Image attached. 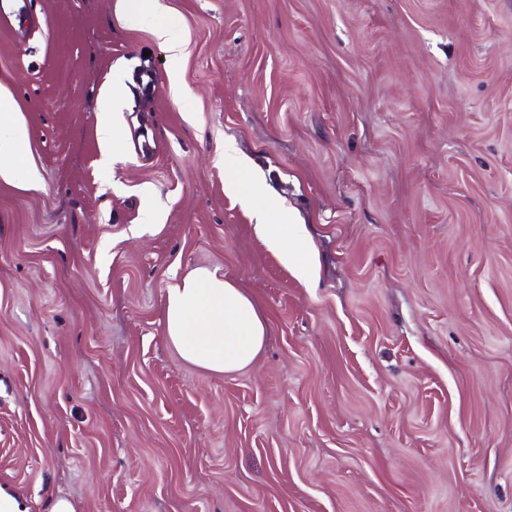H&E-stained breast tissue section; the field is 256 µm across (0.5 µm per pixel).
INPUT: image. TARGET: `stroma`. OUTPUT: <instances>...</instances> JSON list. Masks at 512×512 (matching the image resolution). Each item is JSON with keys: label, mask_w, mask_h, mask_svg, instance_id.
<instances>
[{"label": "stroma", "mask_w": 512, "mask_h": 512, "mask_svg": "<svg viewBox=\"0 0 512 512\" xmlns=\"http://www.w3.org/2000/svg\"><path fill=\"white\" fill-rule=\"evenodd\" d=\"M163 3L174 76L125 0L0 27L41 175L0 181V485L30 512H512V0ZM228 145L311 277L225 192ZM199 267L271 328L231 374L165 340ZM154 31L156 37L167 46L170 54L169 68L172 73H175L182 60V35L174 28L160 23L155 24ZM125 75L117 70L112 74V83L102 93L97 108V132L100 140L106 147V151L115 148L118 142V132L112 117V112H118L123 102L122 92L125 88ZM224 190L249 207L256 236L278 255L282 263L299 276L308 277L312 263L307 250L309 234L306 225L295 224L288 211L269 201L261 178L247 158L238 157L226 167Z\"/></svg>", "instance_id": "stroma-1"}]
</instances>
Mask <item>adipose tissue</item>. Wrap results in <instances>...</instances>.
I'll use <instances>...</instances> for the list:
<instances>
[{
  "label": "adipose tissue",
  "instance_id": "adipose-tissue-1",
  "mask_svg": "<svg viewBox=\"0 0 512 512\" xmlns=\"http://www.w3.org/2000/svg\"><path fill=\"white\" fill-rule=\"evenodd\" d=\"M164 13L161 0H133L130 22L154 24L156 37L168 48L170 70H178L182 60L181 34L160 24ZM125 87L123 72L112 75V83L102 93L97 108V132L107 150H114L118 132L113 112L119 111ZM30 141L21 114L8 88L0 86V179L13 181L15 169L27 165L25 188L36 187L40 175L29 167ZM224 190L242 200L250 209L256 236L288 268L306 277L312 271L308 255L306 225L275 207L264 190L261 178L247 158H237L225 171ZM165 337L185 362L204 370L225 374L252 364L270 336L268 320L252 297L235 283L207 268L186 274L168 288L163 308Z\"/></svg>",
  "mask_w": 512,
  "mask_h": 512
}]
</instances>
